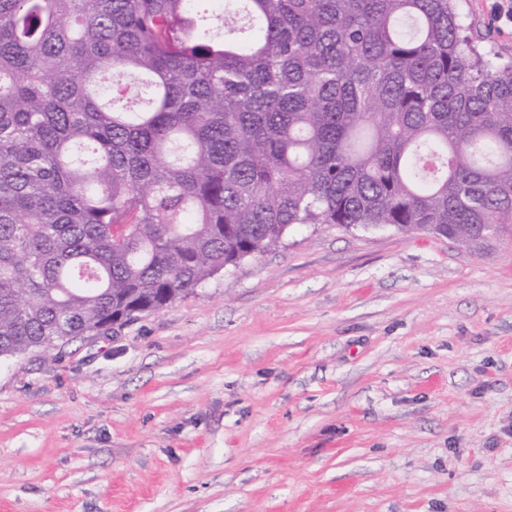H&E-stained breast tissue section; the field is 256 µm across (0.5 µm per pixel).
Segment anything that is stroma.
<instances>
[{
	"mask_svg": "<svg viewBox=\"0 0 512 512\" xmlns=\"http://www.w3.org/2000/svg\"><path fill=\"white\" fill-rule=\"evenodd\" d=\"M512 57V0H460ZM0 512H512V244L278 247L0 358Z\"/></svg>",
	"mask_w": 512,
	"mask_h": 512,
	"instance_id": "obj_1",
	"label": "stroma"
}]
</instances>
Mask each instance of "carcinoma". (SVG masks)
<instances>
[{"label":"carcinoma","instance_id":"cac0c4a2","mask_svg":"<svg viewBox=\"0 0 512 512\" xmlns=\"http://www.w3.org/2000/svg\"><path fill=\"white\" fill-rule=\"evenodd\" d=\"M201 2L0 0V355L161 310L297 224L512 237V60L454 0Z\"/></svg>","mask_w":512,"mask_h":512}]
</instances>
